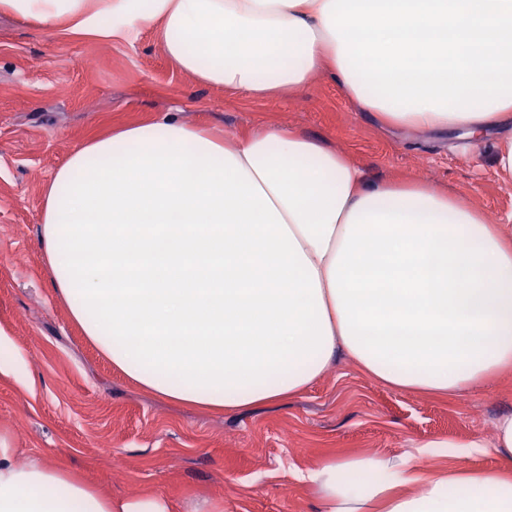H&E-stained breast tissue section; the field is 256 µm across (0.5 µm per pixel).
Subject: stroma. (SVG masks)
Wrapping results in <instances>:
<instances>
[{
    "mask_svg": "<svg viewBox=\"0 0 512 512\" xmlns=\"http://www.w3.org/2000/svg\"><path fill=\"white\" fill-rule=\"evenodd\" d=\"M166 112L228 136L285 126L376 178L454 192L496 224L512 214L491 143L383 126L321 76L254 100L196 85L150 32L115 45L0 14V342L21 356L15 373L0 374V427L19 448L116 496L220 498L224 512H315L299 475L334 458L477 442L482 451L460 464L497 466L488 448L496 420L512 413V372L446 399L381 384L341 353L285 401L218 414L141 391L87 343L43 264V188L89 138Z\"/></svg>",
    "mask_w": 512,
    "mask_h": 512,
    "instance_id": "35a3bbf8",
    "label": "stroma"
}]
</instances>
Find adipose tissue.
<instances>
[{"instance_id": "ef3b65f1", "label": "adipose tissue", "mask_w": 512, "mask_h": 512, "mask_svg": "<svg viewBox=\"0 0 512 512\" xmlns=\"http://www.w3.org/2000/svg\"><path fill=\"white\" fill-rule=\"evenodd\" d=\"M62 33L152 32L197 84L264 99L332 80L380 123L493 140L512 177V0H0ZM43 260L69 319L155 397L243 410L343 353L373 380L450 398L512 369V234L462 198L379 180L298 132L219 139L171 113L89 140L44 190ZM497 468L427 469V447L322 463L320 512H512ZM0 429V512H224L120 497Z\"/></svg>"}]
</instances>
